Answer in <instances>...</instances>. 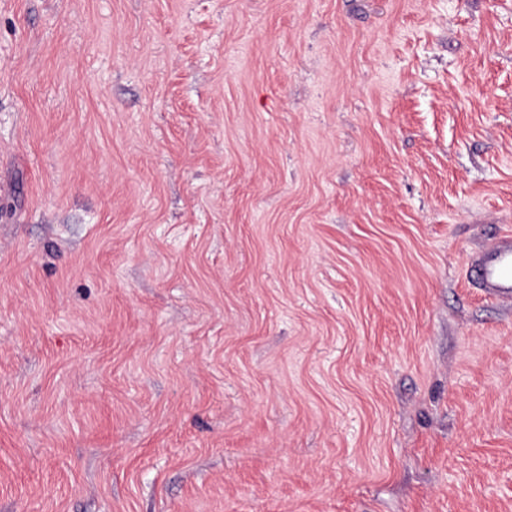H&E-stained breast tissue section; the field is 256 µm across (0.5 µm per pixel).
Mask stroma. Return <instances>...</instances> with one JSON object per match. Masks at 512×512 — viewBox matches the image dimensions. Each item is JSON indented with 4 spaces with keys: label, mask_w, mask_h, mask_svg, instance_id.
Segmentation results:
<instances>
[{
    "label": "stroma",
    "mask_w": 512,
    "mask_h": 512,
    "mask_svg": "<svg viewBox=\"0 0 512 512\" xmlns=\"http://www.w3.org/2000/svg\"><path fill=\"white\" fill-rule=\"evenodd\" d=\"M512 0H0V512H512ZM467 273L488 297L511 302L512 237L503 238L482 257L471 260Z\"/></svg>",
    "instance_id": "stroma-1"
}]
</instances>
